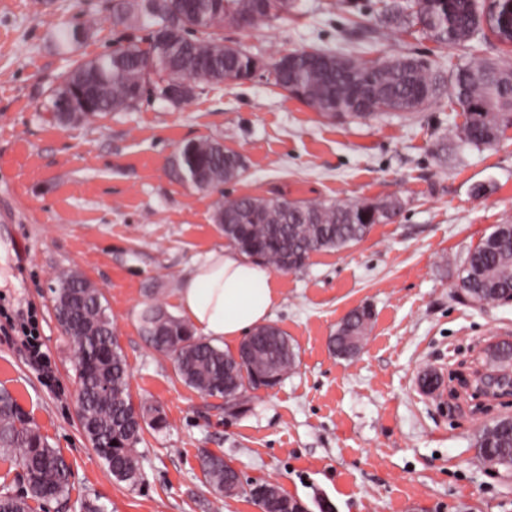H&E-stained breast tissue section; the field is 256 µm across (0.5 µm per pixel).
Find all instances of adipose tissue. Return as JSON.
Listing matches in <instances>:
<instances>
[{"mask_svg": "<svg viewBox=\"0 0 512 512\" xmlns=\"http://www.w3.org/2000/svg\"><path fill=\"white\" fill-rule=\"evenodd\" d=\"M279 298L272 267L224 248L208 253L184 278L176 309L194 334L231 345L263 326Z\"/></svg>", "mask_w": 512, "mask_h": 512, "instance_id": "obj_1", "label": "adipose tissue"}]
</instances>
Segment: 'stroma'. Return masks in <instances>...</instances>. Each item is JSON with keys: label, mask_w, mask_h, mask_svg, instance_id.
<instances>
[{"label": "stroma", "mask_w": 512, "mask_h": 512, "mask_svg": "<svg viewBox=\"0 0 512 512\" xmlns=\"http://www.w3.org/2000/svg\"><path fill=\"white\" fill-rule=\"evenodd\" d=\"M288 17L228 29L260 64L301 48L360 62L398 55L452 72L477 58L507 60L493 37L443 48L406 26L380 28L381 0H296ZM95 17L72 54L54 29ZM104 0H0V390L9 391L73 472L68 495L33 512H261L242 494L216 507L204 455L230 461L243 482H272L310 512H512V476L484 465L475 435L512 416V396L477 404L458 373L483 368L482 349L512 337V302L478 307L456 297L468 250L512 224V128L489 149L446 162L437 141L465 116L452 94L413 113L382 111L336 122L278 88L251 80L213 87L175 108L145 103L63 127L50 94L72 60L112 48ZM216 139L243 155L231 197L402 202L391 222L359 242L313 254L280 276L271 319L292 341L295 369L247 392V408L188 387L172 360L143 338L146 303L174 311L183 278L226 247L217 196L176 178L185 142ZM76 269L103 292L130 367L134 401L158 405L162 429L145 428L137 485L117 481L77 415L75 350L52 311L56 271ZM368 307L359 353L330 348L341 319ZM32 314L45 366L13 328Z\"/></svg>", "instance_id": "stroma-1"}]
</instances>
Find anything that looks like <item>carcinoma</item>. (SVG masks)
Instances as JSON below:
<instances>
[{"mask_svg":"<svg viewBox=\"0 0 512 512\" xmlns=\"http://www.w3.org/2000/svg\"><path fill=\"white\" fill-rule=\"evenodd\" d=\"M294 0H112L113 24L120 28L112 49L75 63L52 90V111L63 125L112 112H132L150 99L182 85L183 95L169 100L179 106L205 89L253 78L257 61L239 44L224 41V28L247 29L282 18ZM475 0H392L379 21L419 26V32L442 46L470 42L482 31ZM86 26L63 25L57 46L69 51L89 36ZM146 43L157 51V71L149 74L134 52ZM316 63L300 57L288 76L271 84L334 120L367 118L379 111L413 112L450 85L464 123L441 141L436 157H448V144L474 149L495 146L512 127V64L481 60L458 65L450 78L419 59L397 56L366 64L325 50ZM176 175L193 186L218 194L215 222L224 238L242 253L284 272L303 269L312 251L341 250L362 240L376 224L392 221L402 208L397 198L378 203H337L257 197H227L223 185L244 176L246 161L214 140L191 141L172 160ZM458 280L481 300L512 297V224H497L471 248ZM55 319L77 354L78 403L83 432L120 481L140 478L136 446L145 425L161 429L166 418L148 403L133 404L129 367L114 336L102 291L76 271L58 272L51 287ZM372 319L365 307L348 313L333 350L350 351ZM140 330L157 351L169 356L179 378L207 396L244 406L243 393L261 375L278 384L295 366L288 336L275 326L257 330L241 343L245 353L230 352L196 338L183 320L162 305L145 306ZM482 461L512 472V418L485 427L476 438ZM0 456L18 463L25 475L21 494L0 493V512H32L30 501L68 494L72 472L61 453L50 447L12 396L0 391ZM203 467L213 491L224 496L228 473L224 458L207 455Z\"/></svg>","mask_w":512,"mask_h":512,"instance_id":"carcinoma-1","label":"carcinoma"}]
</instances>
